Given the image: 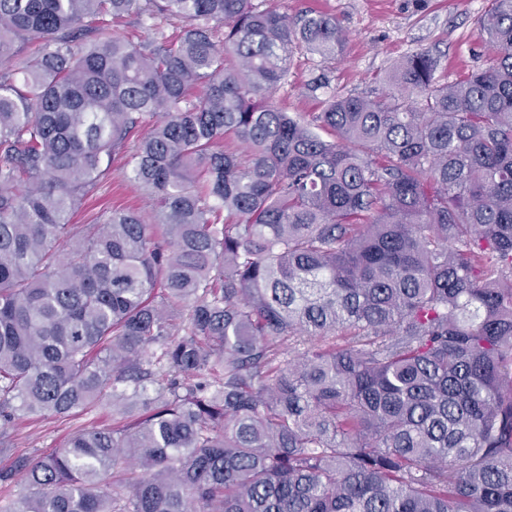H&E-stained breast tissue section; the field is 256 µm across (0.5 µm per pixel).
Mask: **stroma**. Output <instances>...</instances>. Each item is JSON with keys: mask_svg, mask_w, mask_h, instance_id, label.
<instances>
[{"mask_svg": "<svg viewBox=\"0 0 512 512\" xmlns=\"http://www.w3.org/2000/svg\"><path fill=\"white\" fill-rule=\"evenodd\" d=\"M266 5L296 15L313 10L332 15L348 36L347 54L336 65L338 93L384 90V74L396 60L427 50L441 61L449 82L461 80L474 68L485 66L478 36L479 21L492 8V0H264ZM312 62L294 56L288 83L276 91L273 101L287 111L316 112L318 102L306 97L302 87ZM107 173L70 216L77 225L101 223L106 212L130 207L151 219L152 212L141 190L129 179L123 160L107 162ZM113 423L112 399L103 397L95 406L62 417L30 416L8 428L11 446L0 454V467L17 455L45 457L63 448L83 428H108Z\"/></svg>", "mask_w": 512, "mask_h": 512, "instance_id": "35a3bbf8", "label": "stroma"}]
</instances>
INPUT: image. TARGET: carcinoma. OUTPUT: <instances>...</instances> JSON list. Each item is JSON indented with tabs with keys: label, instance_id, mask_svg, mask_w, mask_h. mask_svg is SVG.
I'll return each instance as SVG.
<instances>
[{
	"label": "carcinoma",
	"instance_id": "obj_1",
	"mask_svg": "<svg viewBox=\"0 0 512 512\" xmlns=\"http://www.w3.org/2000/svg\"><path fill=\"white\" fill-rule=\"evenodd\" d=\"M131 14L180 33L96 24ZM480 38L343 95L321 12L0 0V426L114 416L0 468L12 512H512V0ZM118 155L153 223H68ZM311 68L312 61L306 55H295L288 74V85L277 90L272 101L288 112L304 114L321 111L318 102L302 93V87L309 77Z\"/></svg>",
	"mask_w": 512,
	"mask_h": 512
}]
</instances>
